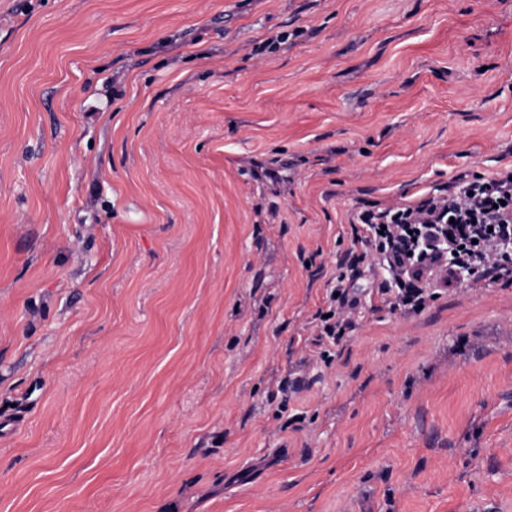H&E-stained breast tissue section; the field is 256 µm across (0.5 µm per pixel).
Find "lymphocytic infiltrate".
<instances>
[{"label": "lymphocytic infiltrate", "instance_id": "1", "mask_svg": "<svg viewBox=\"0 0 512 512\" xmlns=\"http://www.w3.org/2000/svg\"><path fill=\"white\" fill-rule=\"evenodd\" d=\"M357 222L379 267L393 274L396 305L407 310L420 311L432 298L421 286L429 261L437 263L436 279L444 284L461 269L488 284L512 283V167L491 177L460 176L414 204L359 211ZM334 290L329 316H314L316 354L324 363L331 362V348L351 327L359 304L347 283Z\"/></svg>", "mask_w": 512, "mask_h": 512}]
</instances>
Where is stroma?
<instances>
[{"mask_svg": "<svg viewBox=\"0 0 512 512\" xmlns=\"http://www.w3.org/2000/svg\"><path fill=\"white\" fill-rule=\"evenodd\" d=\"M510 166L512 0H0V512H512V285L348 267ZM339 284H334L329 293L330 306L329 310L323 312L319 310L314 315L318 334L313 344L318 347L315 351L317 359L324 362L326 365L330 364L332 360V352L329 345H336V343L343 337L345 329L352 327L350 315L353 310L357 308L360 300L356 296L352 288L347 283L339 280ZM338 292V296L334 293ZM332 313V316L323 318V315ZM337 313V317H336Z\"/></svg>", "mask_w": 512, "mask_h": 512, "instance_id": "1", "label": "stroma"}]
</instances>
